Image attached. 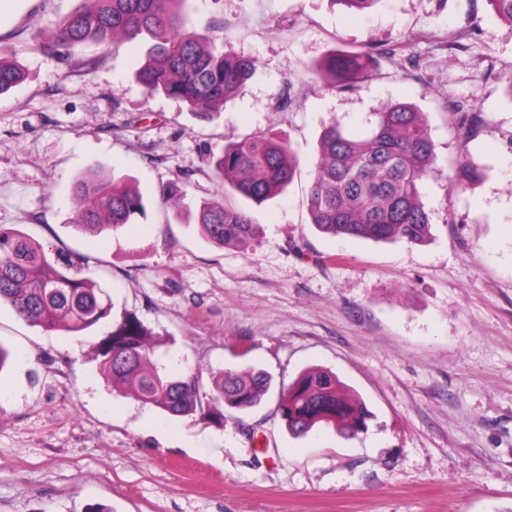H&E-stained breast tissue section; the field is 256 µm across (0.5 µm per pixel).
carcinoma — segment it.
Listing matches in <instances>:
<instances>
[{"label":"carcinoma","instance_id":"obj_1","mask_svg":"<svg viewBox=\"0 0 512 512\" xmlns=\"http://www.w3.org/2000/svg\"><path fill=\"white\" fill-rule=\"evenodd\" d=\"M51 30L49 48L61 56L86 43L107 46L116 39L152 41L137 78L150 93H162L188 105L200 120L220 114L254 69L250 59L216 51L208 32L183 30L185 0H84ZM500 18L512 23V0H486ZM374 68L373 57L333 53L314 65L333 91L355 90ZM25 79L24 71L0 54V95ZM459 153L475 136L478 113L462 112L456 120ZM215 177L234 193L260 205L293 181L296 161L289 144L265 136L248 137L224 147L213 165ZM483 176L459 162L448 176L461 189ZM444 177L438 165L431 128L424 113L398 102L366 118L359 132L333 121L319 136L318 159L308 191L311 223L322 233L377 242H426L431 220L421 198L426 183ZM178 177L159 190L162 203L184 196ZM73 223L97 232L115 231L145 213L140 191L113 177L93 174L75 181ZM196 224L210 242L254 241L260 225L241 209L222 201H204ZM10 303L21 319L45 330L82 336L109 324L113 308L105 285L59 268L40 243L15 228L0 227V302ZM111 325V324H109ZM150 333L134 314L111 325L98 344L100 370L107 383L120 386L140 402L170 416L199 414L221 425L223 408L245 412L269 392L271 378L251 368H226L204 390L200 371L171 375L154 360ZM278 410L294 435L317 425L333 427L353 438L367 429L363 403L349 398L337 376L319 368L304 371L281 392Z\"/></svg>","mask_w":512,"mask_h":512}]
</instances>
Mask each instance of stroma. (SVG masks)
<instances>
[{
    "label": "stroma",
    "mask_w": 512,
    "mask_h": 512,
    "mask_svg": "<svg viewBox=\"0 0 512 512\" xmlns=\"http://www.w3.org/2000/svg\"><path fill=\"white\" fill-rule=\"evenodd\" d=\"M80 0H0V47L25 80L0 96V226L59 264L84 258L105 284L112 321L135 314L168 348L167 367H226L273 378L262 403L223 424L169 417L108 386L96 348L0 305V512H512V25L485 0H185L184 28L213 25L217 50L252 76L215 120L152 94L144 45L88 43L67 60L52 26ZM354 91L327 89L312 64L334 51L378 53ZM287 108H280L284 96ZM413 104L452 172L454 115L478 108L466 188L423 189L428 242L331 236L310 222L309 184L325 124L359 129L370 113ZM290 142L297 175L255 205L212 175V157L250 136ZM95 172L131 181L146 213L116 232L74 224L72 183ZM181 178L179 204L156 199ZM221 199L262 233L224 247L192 210ZM364 403V433L291 434L279 396L312 368Z\"/></svg>",
    "instance_id": "obj_1"
}]
</instances>
